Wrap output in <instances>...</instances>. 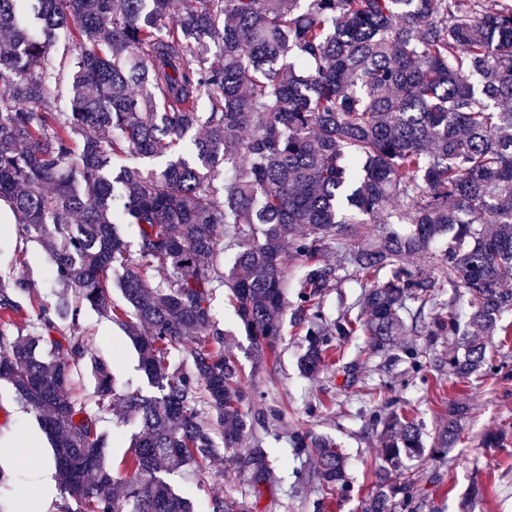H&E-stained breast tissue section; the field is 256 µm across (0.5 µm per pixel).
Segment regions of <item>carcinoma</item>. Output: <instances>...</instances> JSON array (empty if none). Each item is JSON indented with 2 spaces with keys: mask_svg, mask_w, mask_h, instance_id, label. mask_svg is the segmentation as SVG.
I'll return each mask as SVG.
<instances>
[{
  "mask_svg": "<svg viewBox=\"0 0 512 512\" xmlns=\"http://www.w3.org/2000/svg\"><path fill=\"white\" fill-rule=\"evenodd\" d=\"M142 2L37 0L34 33L30 0H0V202L54 266L49 301L0 277V380L50 440L72 500L61 512H193L169 476L220 464L218 432L226 449L251 448L238 458L246 489L212 512H252L274 485L264 443L279 438L280 411L250 409L213 309L224 281L259 363L282 335L297 267L305 374L327 368L334 339L359 335L389 364L395 346L416 353L413 336H452L454 375L496 370L485 338L512 314V0ZM62 36L72 49L55 56ZM187 137L190 161L116 166L171 156ZM121 223L137 228V251ZM226 241L237 246L227 273ZM338 249L343 277L327 260ZM415 255L431 270L411 267ZM114 271L125 309L112 303ZM344 277L365 285L368 317L327 322L324 299ZM85 307L124 327L152 394L118 389L72 333ZM79 365L94 381L91 410L68 391ZM366 412L384 465L361 512H417V420ZM462 413L448 408L436 453L460 441ZM107 419L139 425L119 476ZM291 443L315 457L294 493L317 484L313 508L326 512L346 457L309 431Z\"/></svg>",
  "mask_w": 512,
  "mask_h": 512,
  "instance_id": "obj_1",
  "label": "carcinoma"
}]
</instances>
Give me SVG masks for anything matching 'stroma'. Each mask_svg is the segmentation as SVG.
<instances>
[{
  "instance_id": "obj_1",
  "label": "stroma",
  "mask_w": 512,
  "mask_h": 512,
  "mask_svg": "<svg viewBox=\"0 0 512 512\" xmlns=\"http://www.w3.org/2000/svg\"><path fill=\"white\" fill-rule=\"evenodd\" d=\"M52 271L51 258L42 243L26 239L18 224L0 223V275L22 278L35 294L47 299L52 292ZM228 294V288L217 289L214 301L220 326L227 333L225 347L239 360L243 385L263 395L265 403L277 406L282 413L280 440L265 443L275 464L277 484L272 496L260 499L253 512H311L309 503L319 496L316 488H308L303 500L291 495L297 470L311 465L310 457H295L288 443V433L298 428L331 437L347 457L348 492L334 499L330 512H360L362 501L374 487V474L382 458L379 443L356 409L360 402L368 401L369 388L382 381L377 369L379 355L371 352L366 337L353 336L337 341L333 366L307 377L299 368L303 338L289 326L275 356L255 363ZM74 331L86 338L94 355L107 362L118 383L142 385L138 352L120 326L86 309ZM489 344L505 364L501 374L468 379L438 376L437 364L448 357L444 336L432 344L418 338V361L403 357L395 363V380L385 398L395 408L414 409L426 448L422 457L410 463L422 492L418 512H512V440L500 448L481 445L488 429L512 432V339L504 343L494 336ZM453 403L467 408L461 421L462 438L441 458L431 449ZM240 454L237 448L225 451L222 464L210 471L204 483H197L188 471L172 476L171 481L189 493L194 512H211L214 498L239 495ZM51 463L47 436L17 403L11 386L0 381V470L11 478L5 498L28 495L36 498L40 512H59V487L44 492L39 484L40 471Z\"/></svg>"
}]
</instances>
